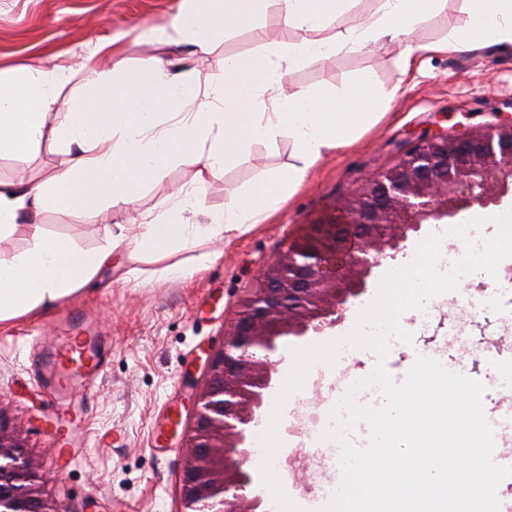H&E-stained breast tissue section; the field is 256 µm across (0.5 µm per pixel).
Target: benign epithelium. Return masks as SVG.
<instances>
[{
  "label": "benign epithelium",
  "mask_w": 512,
  "mask_h": 512,
  "mask_svg": "<svg viewBox=\"0 0 512 512\" xmlns=\"http://www.w3.org/2000/svg\"><path fill=\"white\" fill-rule=\"evenodd\" d=\"M512 192V119L486 131L428 133L392 167L365 180L326 224L268 264L238 305L223 348L196 391L180 478L182 512H265L250 496L249 425L271 387L270 353L283 336L321 333L338 322L372 269L430 220L454 218ZM54 480L0 420V512H64Z\"/></svg>",
  "instance_id": "benign-epithelium-1"
}]
</instances>
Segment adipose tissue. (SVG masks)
Returning a JSON list of instances; mask_svg holds the SVG:
<instances>
[{
    "mask_svg": "<svg viewBox=\"0 0 512 512\" xmlns=\"http://www.w3.org/2000/svg\"><path fill=\"white\" fill-rule=\"evenodd\" d=\"M356 0H182L170 22L141 35L159 44L189 42L207 49L228 34L255 27L275 8L283 23L306 32L299 42L263 45L250 57L225 58L221 74L200 79L174 72L149 55L115 74L94 72L68 103L65 123L48 126L59 104L68 68L27 66L0 71V156L23 158L42 141L62 155L48 179L0 182V241L17 230L27 235L17 253L0 250V322L47 310L84 288L113 254L135 260L187 245L199 236L222 237L271 217L328 154L349 147L360 129L389 108L397 87L364 77L339 89L317 86L285 92L283 81L296 67L338 51L371 44H399L401 69L417 51L408 35L438 14L446 0H377L356 16L341 36L329 27ZM462 25L435 43L438 51L512 44V0H469ZM288 140L296 161L233 191L223 209L206 203L207 178L221 173L259 142L276 151ZM191 161L198 178L169 195L165 208L134 218V232L112 233L106 246L85 254L65 239L45 233L38 222L47 210L94 215L101 206L131 208L139 189L167 166ZM203 223H191V216Z\"/></svg>",
    "mask_w": 512,
    "mask_h": 512,
    "instance_id": "obj_1",
    "label": "adipose tissue"
}]
</instances>
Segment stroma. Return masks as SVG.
<instances>
[{
    "label": "stroma",
    "mask_w": 512,
    "mask_h": 512,
    "mask_svg": "<svg viewBox=\"0 0 512 512\" xmlns=\"http://www.w3.org/2000/svg\"><path fill=\"white\" fill-rule=\"evenodd\" d=\"M180 0H0V70L35 64L75 67L62 93L69 99L83 83L78 68L92 60L111 69L115 60L134 65L149 49L138 34L142 27L161 25L177 11ZM465 17L463 0H448L447 9L420 24L413 43L443 40ZM275 12H268L260 29L228 38L207 51L189 45H162L165 59L192 57L200 75L219 72L225 56L252 54L260 43L300 40ZM112 42V52L101 51ZM398 46L340 51L296 69L287 78L291 88L315 85L346 87L362 76L378 83L399 84L387 113L350 148L325 156L304 186L268 223L252 225L229 237L203 236L193 245L140 260L115 258L79 292L50 311L0 322V417L21 431L28 453L54 475L49 489L64 512H181L178 478L182 470V438L193 409V379L200 376L205 350L219 349L235 317L239 301L258 273L309 225L325 221L346 196L378 170L394 165L428 131L481 130L512 116V45L461 49L448 53H418L408 73H400ZM58 148L46 141L26 159L0 158V181L37 183L51 175L59 162ZM291 148L280 142L276 152L252 144L244 157L207 181V203L223 208L232 190L241 189L264 172L291 162ZM197 167L182 162L168 167L138 192V210H161L179 187L192 184ZM480 206L461 212L441 225H422L394 257L375 268L366 290L352 300L335 327L303 338L284 337L273 359L274 380L283 384L293 364L292 349L347 335L359 311L375 297L386 271L409 263L422 238L436 229L485 216ZM128 215L110 206L94 216L50 210L39 221L50 235L72 242L76 249L94 251L106 245L105 231L127 225ZM209 252L217 259L207 269L186 278L164 276L173 265H192ZM138 276H131V269ZM444 294L425 307V319L410 310L400 325L411 343L392 341L385 360L369 349L342 347L334 365L316 364L328 379L359 380L384 363L395 382H402L418 356L434 353L444 367L482 382L489 407L512 400V336L498 333L502 318L512 314V302L500 299L480 307L465 343H458V312ZM77 323L99 336L109 361L93 387L75 384L69 406L60 405L36 371L43 346L55 343L66 326ZM317 395L311 384L286 401L278 427L282 446L276 470L287 481L289 498L304 512H319L328 502L326 483L311 484L304 472L286 470L290 458L320 454L339 457V446L318 447L297 438L290 427L302 424ZM161 447H154V439Z\"/></svg>",
    "instance_id": "obj_1"
}]
</instances>
